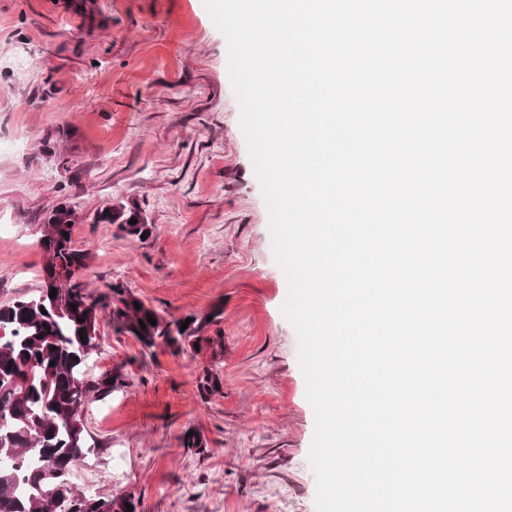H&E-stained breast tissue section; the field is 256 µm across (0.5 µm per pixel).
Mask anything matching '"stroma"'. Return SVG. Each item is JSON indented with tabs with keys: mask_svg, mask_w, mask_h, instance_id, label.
<instances>
[{
	"mask_svg": "<svg viewBox=\"0 0 512 512\" xmlns=\"http://www.w3.org/2000/svg\"><path fill=\"white\" fill-rule=\"evenodd\" d=\"M0 0V304L35 293L41 224L65 203L89 290L123 283L169 319L224 308V354L141 356L101 325L97 374L126 384L85 409L79 469L140 512H317L315 417L288 282L240 124L228 44L203 0ZM154 231L96 221L107 202ZM213 368L223 393L197 395ZM192 430L206 448L181 445Z\"/></svg>",
	"mask_w": 512,
	"mask_h": 512,
	"instance_id": "1",
	"label": "stroma"
}]
</instances>
